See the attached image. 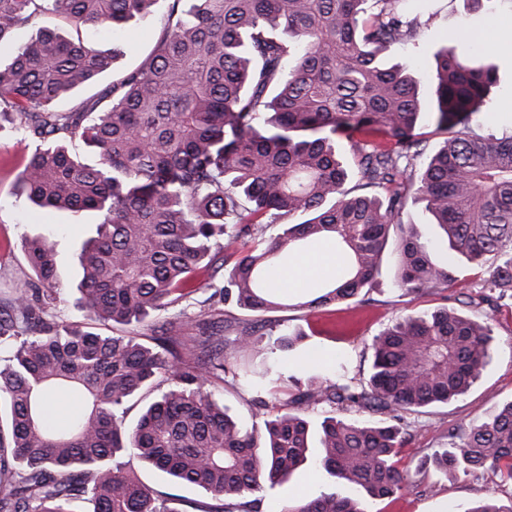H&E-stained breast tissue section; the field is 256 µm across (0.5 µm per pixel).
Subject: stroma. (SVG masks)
<instances>
[{"label": "stroma", "instance_id": "35a3bbf8", "mask_svg": "<svg viewBox=\"0 0 512 512\" xmlns=\"http://www.w3.org/2000/svg\"><path fill=\"white\" fill-rule=\"evenodd\" d=\"M164 4H157L147 19L132 22L112 32L93 27L84 29L83 36L108 49L121 45L124 54L116 60L111 73L99 83L64 97L59 106L70 110L80 107L111 84L115 73L139 66L149 56L162 28ZM495 24L483 21L480 12L465 9L462 0H452L447 9L424 27L420 47L410 51L401 47L392 54L394 61L423 71L431 70L434 52L446 38L457 36L460 43L479 49L499 67V80L493 90L495 117L482 123L480 134H502L512 130V55H503L495 35ZM30 152L28 140L13 128L0 130V297L9 298L15 289L30 280L24 252L23 236L47 235L56 243L60 288L55 311L70 322H82L76 308L79 276L77 253L83 241L93 235L92 213H36L25 198L13 196L12 184ZM395 263L385 256L380 272L366 295L365 302L330 305L311 312L284 310L264 314L267 325L302 327L308 334L306 348L328 356V373L346 369L348 376L366 373L373 336L407 315L434 310L441 306H460L472 300L475 310L492 318L493 341L489 362L481 377L467 393L447 405L426 408L415 415L413 436L408 447L398 456V466L408 474L404 489L373 502L372 512H459L460 506L491 498L499 504L512 503V480L500 472L483 470L464 473H443L432 466H423L424 455L446 447L448 431L468 427L488 417L497 406L512 400V309L496 307L488 301L487 289L482 288L480 270H471L465 281L447 290L406 293L395 285ZM208 389L223 402L230 415L245 424L256 421L259 412L253 403L261 391L235 384L232 380H210ZM128 465L155 492L172 494L183 499L186 512H206L210 495L203 489L173 483L163 472L129 459ZM311 485L313 495L337 493L352 495L343 482L330 478L323 470L303 467L289 480L264 486L257 492L260 512H281L282 506L298 497L303 485Z\"/></svg>", "mask_w": 512, "mask_h": 512}]
</instances>
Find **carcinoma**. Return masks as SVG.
<instances>
[{
  "instance_id": "carcinoma-1",
  "label": "carcinoma",
  "mask_w": 512,
  "mask_h": 512,
  "mask_svg": "<svg viewBox=\"0 0 512 512\" xmlns=\"http://www.w3.org/2000/svg\"><path fill=\"white\" fill-rule=\"evenodd\" d=\"M158 2L0 0V46L11 48L0 61V119L33 145L13 193L39 209L95 215L80 252L78 304L88 320L140 326L199 291L258 314L356 299L372 287L410 201L433 217L437 242L483 271V287L512 299V135L471 132L498 67L453 43L439 48L423 77L435 84L427 110L423 78L383 59L429 25L432 0H167L148 60L82 107L59 109L123 55L87 42L82 28L141 20ZM39 21L28 40L13 42ZM425 115L449 136L418 169ZM374 126L386 142L354 137ZM75 140L94 163L65 145ZM296 214L306 219L279 222ZM321 240L335 245L341 277L311 299L279 295L267 271ZM22 248L33 284L0 302V512H184L181 499L126 470L128 455L205 490L215 501L208 512H258L248 496L307 463L364 495L323 494L283 512H370L369 501L404 486L395 458L410 441L407 416L465 394L489 359L490 318L448 307L375 336L359 381L286 371L301 331L268 335L269 355L257 358L249 320L222 328L197 319L187 336L182 311L146 341L102 335L52 312L54 244L25 236ZM433 250L415 228L402 234L399 289L459 281L454 258L441 265ZM224 255L235 261L218 281ZM226 374L249 387L288 382V393L257 400L264 432L207 391ZM145 389L158 395L125 423L126 404ZM61 392L82 406L64 427L47 408ZM351 410L357 415H341ZM450 438L430 456L438 468L512 480V401Z\"/></svg>"
}]
</instances>
